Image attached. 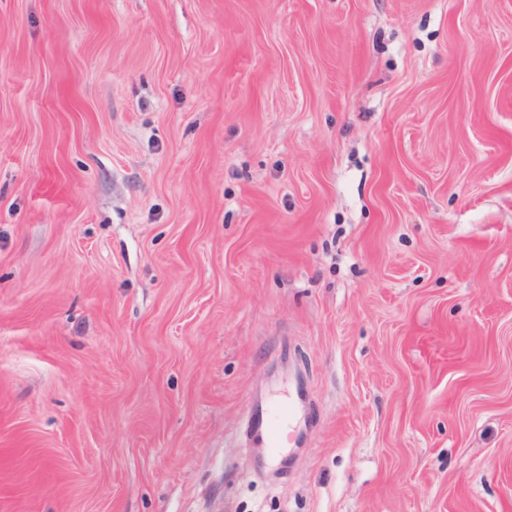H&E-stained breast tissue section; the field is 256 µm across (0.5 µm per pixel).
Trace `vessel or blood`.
<instances>
[{
    "label": "vessel or blood",
    "mask_w": 512,
    "mask_h": 512,
    "mask_svg": "<svg viewBox=\"0 0 512 512\" xmlns=\"http://www.w3.org/2000/svg\"><path fill=\"white\" fill-rule=\"evenodd\" d=\"M303 420L297 412H284L281 404L259 394L253 399L245 422L246 448H267L280 454L282 448L297 441Z\"/></svg>",
    "instance_id": "vessel-or-blood-1"
}]
</instances>
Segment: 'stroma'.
Masks as SVG:
<instances>
[{"label":"stroma","instance_id":"stroma-1","mask_svg":"<svg viewBox=\"0 0 512 512\" xmlns=\"http://www.w3.org/2000/svg\"><path fill=\"white\" fill-rule=\"evenodd\" d=\"M0 512H512V0H0ZM306 420L295 411L288 415L281 404L272 400L268 395L259 394L253 399L251 410L245 422V446L256 467V458L251 448H270L273 455L281 453L282 448L296 444L302 426ZM298 429V431L296 430Z\"/></svg>","mask_w":512,"mask_h":512}]
</instances>
